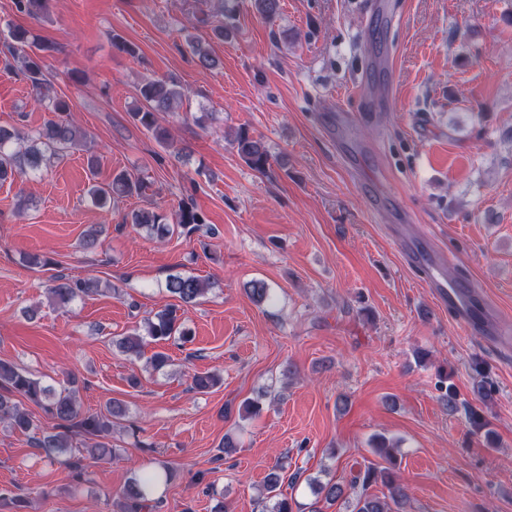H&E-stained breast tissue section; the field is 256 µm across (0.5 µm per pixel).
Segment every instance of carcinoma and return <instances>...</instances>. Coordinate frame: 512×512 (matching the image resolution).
Instances as JSON below:
<instances>
[{
	"label": "carcinoma",
	"mask_w": 512,
	"mask_h": 512,
	"mask_svg": "<svg viewBox=\"0 0 512 512\" xmlns=\"http://www.w3.org/2000/svg\"><path fill=\"white\" fill-rule=\"evenodd\" d=\"M50 0H16L17 10L31 18L41 19L49 13ZM256 12L266 20H273L281 10L280 0H253ZM9 56L21 60V72L30 84L38 104L53 114L44 125L35 131L9 130L0 128V181H6L28 173H36L70 151L82 149L84 136L68 119L71 111L68 101L51 93L41 64L40 53L47 50L44 43L37 42L28 30L21 27L8 28L4 41ZM188 45L196 56L200 67L205 70L217 66L218 60L203 43L194 38L188 39ZM141 104L130 113L132 120L151 132L161 144H166L169 133L159 125V114L176 112L182 103L181 89L172 81L146 78L139 87ZM240 157L254 170L264 173L271 167L272 155L262 140L249 134L245 129L232 133ZM144 184L126 173H118L107 183L95 182L90 185L88 195L93 203L105 207L117 198L132 194H141ZM176 224L192 233L203 225V218L193 204L184 202L175 215ZM131 223L145 229L155 238H164L171 232V225L165 218L150 210L141 209L131 214ZM166 288L172 297L183 304L195 302L208 290V283L194 276H173ZM100 291L96 281H74L63 275L52 280L50 293L54 301L65 306L77 297ZM249 292L258 304L275 303V297L265 283L254 281ZM146 336L156 342L179 340L191 341L192 332L188 329L179 307L171 305L158 312L145 322ZM119 350L131 359H138L143 348V335L132 333L116 340ZM69 386L56 390L23 372L13 363L0 360V419L8 421L10 426L22 433L39 428L38 420L32 413L16 401L21 397L41 408L55 421L50 431H44L34 438L33 447L50 459L65 457V465L76 475L84 470L83 456L74 452L73 435L84 436L83 451L99 461L112 459L116 449L99 441V438L112 430L114 421L126 416L123 404L113 400L106 406V412L82 413L77 402L76 392ZM375 454L383 464L369 463L351 480L350 486L361 487V492L352 499L345 497L342 484L333 481L319 483L311 481L316 495L330 506L343 502L347 512H404L409 500L408 489L401 484L394 471V446L384 440L374 444ZM172 478L167 467L142 470L122 489L125 512H141L155 500L156 490ZM381 483L387 493L379 497L368 493L374 483ZM274 501L272 512H294L293 504L281 497L280 475L272 472L260 493V501Z\"/></svg>",
	"instance_id": "1"
}]
</instances>
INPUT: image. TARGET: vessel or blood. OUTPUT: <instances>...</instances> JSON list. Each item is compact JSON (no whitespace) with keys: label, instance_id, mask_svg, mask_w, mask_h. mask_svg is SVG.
<instances>
[{"label":"vessel or blood","instance_id":"b4317fda","mask_svg":"<svg viewBox=\"0 0 512 512\" xmlns=\"http://www.w3.org/2000/svg\"><path fill=\"white\" fill-rule=\"evenodd\" d=\"M405 257L411 265L423 269L427 288L442 306L455 312L464 334L486 338L498 348L512 343V323L492 318L484 308L472 302L467 285L451 283L444 278L442 255L409 249Z\"/></svg>","mask_w":512,"mask_h":512}]
</instances>
